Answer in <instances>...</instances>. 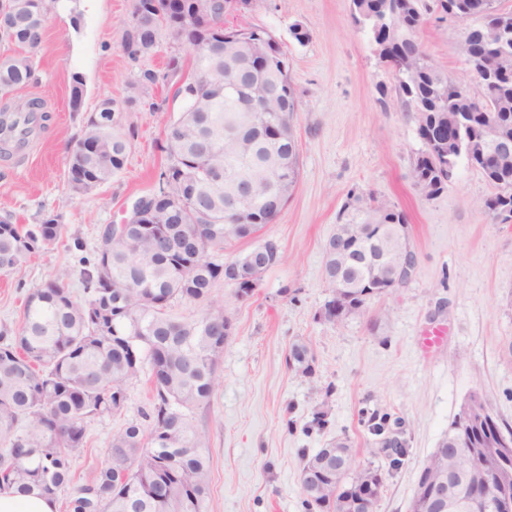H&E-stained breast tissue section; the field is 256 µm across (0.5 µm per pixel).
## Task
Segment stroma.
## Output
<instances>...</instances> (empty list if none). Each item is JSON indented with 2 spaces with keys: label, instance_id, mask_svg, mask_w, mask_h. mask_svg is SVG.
Instances as JSON below:
<instances>
[{
  "label": "stroma",
  "instance_id": "35a3bbf8",
  "mask_svg": "<svg viewBox=\"0 0 512 512\" xmlns=\"http://www.w3.org/2000/svg\"><path fill=\"white\" fill-rule=\"evenodd\" d=\"M430 11L419 38L430 61L462 85L473 82L458 51L461 23ZM134 0H55L32 65L35 79L0 97V108L40 100L50 119L22 157L0 153V215L35 224L60 215L63 232L49 249L0 273V332L13 334L27 295L67 273L82 296L78 258L96 249L101 230L120 224L158 187L161 150L177 116L178 81L170 57L190 66L189 51L162 31L153 56L123 51ZM350 0H257L228 25L267 29L286 45L298 101L300 142L296 189L261 239L275 241L279 262L250 298L233 285L213 291L233 323L208 404L193 417L207 435L211 461L208 512H308L300 488L305 457L332 441L348 443L357 466L386 472L376 512H409L420 470L471 393L499 422L512 426V223H495L481 201L492 188L479 170L459 166L447 190L428 199L414 186L412 159L422 143L416 125L382 94H394L393 73L353 22ZM309 37L298 42L293 26ZM157 73L141 90L142 70ZM81 99H74V87ZM104 99L121 111L130 150L122 172L75 193L66 161L89 116ZM376 193L403 210L417 255L412 279L370 299L363 316L337 325L317 316L330 298L324 247L342 223L350 193ZM82 250H75V243ZM305 344L311 373L288 367L293 344ZM148 371L126 385L115 414L92 420L76 455L74 486L93 481L108 460L112 436L142 423L151 404ZM400 419L406 453L397 469L380 451L371 417Z\"/></svg>",
  "mask_w": 512,
  "mask_h": 512
}]
</instances>
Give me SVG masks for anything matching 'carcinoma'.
Returning <instances> with one entry per match:
<instances>
[{
	"label": "carcinoma",
	"instance_id": "cac0c4a2",
	"mask_svg": "<svg viewBox=\"0 0 512 512\" xmlns=\"http://www.w3.org/2000/svg\"><path fill=\"white\" fill-rule=\"evenodd\" d=\"M149 0H134L132 25L123 51L132 59L152 56L163 26L147 7ZM353 22L389 8L379 28L365 34L376 46L380 62L394 69L396 101L417 126L424 149L410 169L414 186L432 199L448 187V164L469 162L455 153L458 140L479 139L483 127L497 123L512 141V61H498L491 45L461 41L458 50L466 62L482 68H508L491 82L484 74L463 87L427 62L419 40L426 5L421 0H351ZM454 17H484L503 9L500 0H455ZM48 9L45 0H0V34L14 53L0 56V88L13 91L32 78L31 57L39 48ZM195 69L206 79L207 109L194 111L182 98L178 118L164 141L167 163L159 173L162 184L148 197L146 209L163 213L161 226L170 234L183 230L197 235V245L170 259L158 253L156 238L118 236L106 225L91 259H81L80 275L86 297L77 299L66 275H56L28 295L23 320L13 337L0 334V491L57 499L67 490L66 512H208L210 457L206 435L194 423L192 410L213 395L224 334L215 320L224 308L210 302L211 291L225 279L224 265L215 256L238 235L221 224H197L202 215L224 218V197L244 173L258 193L251 209L261 214L272 199L284 207L299 176L300 143L293 134L283 138L265 128L259 140L236 135L241 113L235 93L224 89V62L203 56ZM263 76L280 83V94L269 109L277 113V127L293 129L297 97L281 48L273 49ZM97 120L87 122L82 137L85 153L78 166L67 162L71 189L86 192L109 181L126 163L128 142L121 132L119 113L104 99ZM495 189L498 207L488 206L500 224L512 220V154L489 161L481 169ZM363 223L382 224L387 243H397L408 224L405 212L394 203L370 193L357 198ZM508 218H502V214ZM60 216L46 214L40 223L0 226V272L8 273L32 254L52 246L61 236ZM358 284L343 291L342 305L365 304L375 296L368 288V267L355 264ZM177 300L207 303L202 315L181 321L170 313ZM288 361L311 371L309 349L292 346ZM150 367L153 403L143 413L147 427L131 423L112 436L108 462L94 481L71 488L73 460L84 447L89 423L120 411L126 384ZM345 454L323 461L324 449L305 460L303 468L318 461V469L334 477L342 456L353 457L344 442L331 444ZM390 465H399L404 442L382 441ZM472 465L490 478L501 472L497 457L481 448ZM365 478L383 492L379 467L357 471L332 499L302 489L308 505L318 512H345L342 499L352 495Z\"/></svg>",
	"mask_w": 512,
	"mask_h": 512
}]
</instances>
